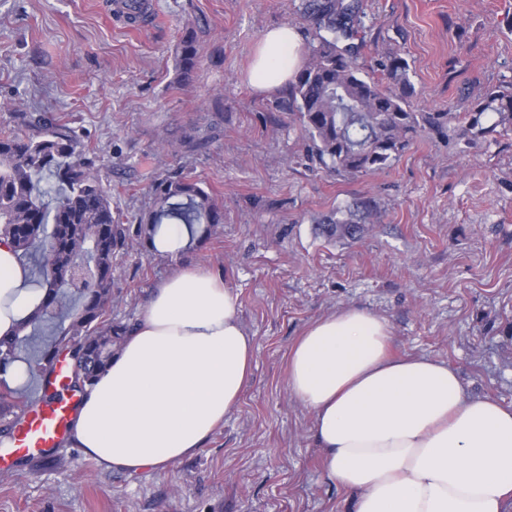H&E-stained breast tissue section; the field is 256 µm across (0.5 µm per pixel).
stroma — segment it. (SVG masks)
I'll use <instances>...</instances> for the list:
<instances>
[{"label":"stroma","mask_w":512,"mask_h":512,"mask_svg":"<svg viewBox=\"0 0 512 512\" xmlns=\"http://www.w3.org/2000/svg\"><path fill=\"white\" fill-rule=\"evenodd\" d=\"M106 2L0 0V129L63 120L127 224L150 209L155 178L189 176L218 198L223 224L185 253L117 259L112 326L132 324L177 268L203 267L239 295L253 370L204 448L164 472L108 469L66 443L0 470V512H354L286 383L290 346L339 307L387 319L395 355L448 362L471 395L512 406V135L468 148L430 132L382 172L333 176L309 158L287 88L246 79L267 30L312 41L299 0H153L138 28L112 22ZM363 11L367 72L405 58L414 111H467L512 85V0H363ZM189 28L201 59L186 78ZM357 199L375 207L362 239L316 234V218ZM199 62V48L197 37L193 30H186L179 45L178 63L182 74L189 75Z\"/></svg>","instance_id":"1"}]
</instances>
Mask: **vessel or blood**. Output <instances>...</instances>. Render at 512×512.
<instances>
[{"instance_id":"b4317fda","label":"vessel or blood","mask_w":512,"mask_h":512,"mask_svg":"<svg viewBox=\"0 0 512 512\" xmlns=\"http://www.w3.org/2000/svg\"><path fill=\"white\" fill-rule=\"evenodd\" d=\"M67 378V366L58 361L48 377L39 379V396L23 414L11 450L0 454V468H14L19 459L29 455L52 453L66 440L79 402L76 394H63Z\"/></svg>"}]
</instances>
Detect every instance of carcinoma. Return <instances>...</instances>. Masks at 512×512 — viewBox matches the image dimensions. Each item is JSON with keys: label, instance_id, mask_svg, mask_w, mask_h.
<instances>
[{"label": "carcinoma", "instance_id": "carcinoma-1", "mask_svg": "<svg viewBox=\"0 0 512 512\" xmlns=\"http://www.w3.org/2000/svg\"><path fill=\"white\" fill-rule=\"evenodd\" d=\"M360 10L361 0H301L299 13L314 39L289 86V107L312 159L338 176L361 178L390 167L424 131H446L467 145L490 132L512 134V89L488 91L464 114L416 112L403 57L384 64L388 86L371 78L359 62L364 44ZM198 62L197 37L188 29L179 45L182 74L192 73ZM487 115L495 117L488 127L483 125ZM44 173L60 185L51 208L39 202ZM150 192L152 208L133 233L112 209L98 169L66 124L45 120L28 135L0 130V239L11 243L22 260L34 244L41 245L40 285L45 287L30 319L14 335L0 338V373L20 360L27 375L41 373L66 351L72 357L71 389L84 392L124 338L108 318L117 256L144 246L157 225L167 221L224 223V206L194 179H156ZM371 216V203L362 201L354 210L337 209L317 230L328 239L359 240ZM50 324L57 325L51 343L39 355L21 359L23 345ZM26 406V386L0 382L1 425L14 428Z\"/></svg>", "mask_w": 512, "mask_h": 512}]
</instances>
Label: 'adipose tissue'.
Segmentation results:
<instances>
[{
	"instance_id": "obj_1",
	"label": "adipose tissue",
	"mask_w": 512,
	"mask_h": 512,
	"mask_svg": "<svg viewBox=\"0 0 512 512\" xmlns=\"http://www.w3.org/2000/svg\"><path fill=\"white\" fill-rule=\"evenodd\" d=\"M298 34L269 30L248 73L259 90L290 80ZM198 224L158 225L148 246L187 251ZM43 286L0 242V336L41 304ZM389 322L347 306L312 322L288 350L289 393L308 408L325 473L355 512H505L512 502V407L469 394L455 368L389 355ZM254 342L221 275L180 269L153 286L111 363L87 387L68 441L104 467L166 470L203 448L241 399Z\"/></svg>"
}]
</instances>
